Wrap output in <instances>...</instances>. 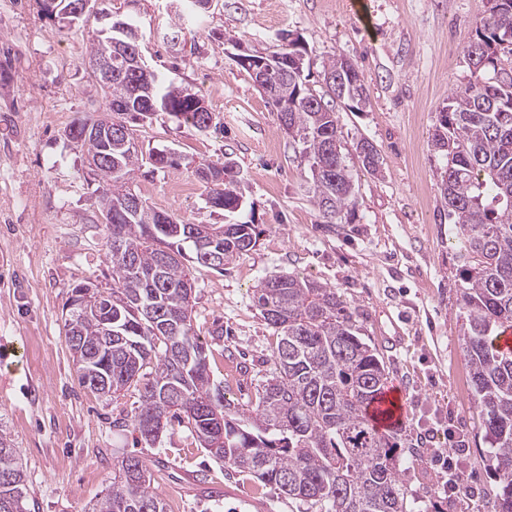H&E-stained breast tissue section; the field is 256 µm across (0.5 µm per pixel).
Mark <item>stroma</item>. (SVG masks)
Instances as JSON below:
<instances>
[{
  "label": "stroma",
  "mask_w": 512,
  "mask_h": 512,
  "mask_svg": "<svg viewBox=\"0 0 512 512\" xmlns=\"http://www.w3.org/2000/svg\"><path fill=\"white\" fill-rule=\"evenodd\" d=\"M178 0H112L141 34L146 64L200 96L208 131L166 112L132 124L142 151L171 149L177 171L140 162L130 188L184 224H220L206 203L201 164L233 162L243 180L244 219L257 246L217 271L190 264L192 325L204 343L214 386L247 401L274 370L275 330L253 290L292 273L336 288L366 340L383 353L388 383L400 387L403 438L418 448L404 461L422 506L439 512H494L488 443L467 387L464 315L457 303V241L438 184L443 160L432 146L451 84L470 76L463 47L490 0H213L185 23L179 49L166 41ZM94 18L68 26L38 0H0V426L17 448L25 497L35 512H88L123 453L147 462L167 512H299L247 472L213 461L183 426L156 444L136 442L139 398L119 403L80 384L65 343L63 305L89 280L110 289L98 183L68 129L105 109L88 64ZM299 37L313 91L336 57L357 63L370 104L336 111L347 161L356 170L357 206L324 223L301 176L300 158L277 113L237 62L249 50L273 54L282 33ZM380 151L383 172L359 167L356 144ZM461 449L468 491L448 494L442 452Z\"/></svg>",
  "instance_id": "obj_1"
}]
</instances>
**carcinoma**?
Segmentation results:
<instances>
[{
    "mask_svg": "<svg viewBox=\"0 0 512 512\" xmlns=\"http://www.w3.org/2000/svg\"><path fill=\"white\" fill-rule=\"evenodd\" d=\"M489 14L463 49L471 77L451 89L438 112L433 147L444 160L440 196L454 224L460 266L458 302L465 316L462 349L469 364L472 399L490 446L496 512H512V352L493 339L512 330V0H491ZM113 64L112 89L102 87L105 108L122 136L112 142L82 137L87 120L69 127L85 154L101 157L93 175L101 206L112 207L106 225L112 291L91 281L73 287L83 304L64 324L65 342L82 384L117 402L139 393L134 431L154 444L178 423L190 430L212 459L248 472L305 512H428L417 509L402 468L406 442L397 428H377L367 409L388 383L377 348L359 333L351 305L336 289L295 275H273L254 289V304L279 332L274 371L247 405L211 388L204 345L192 332V291L187 259L220 272L252 250L261 230L251 221L192 224L143 204L129 176L140 160L128 127L153 111L209 128L212 115L151 70L133 94ZM305 68L273 72L280 95L278 116L298 146L310 175L308 193L322 218L334 223L354 211L353 170L346 164L337 101L370 97L359 68L332 60L324 68L325 90L306 85ZM151 99L155 110L146 106ZM356 151L363 170L376 174L373 143ZM222 179L207 186V201L241 213L233 166L208 164ZM152 474L139 457L125 454L112 471V485L91 512H166L151 489ZM24 473L11 439L0 432V512H29Z\"/></svg>",
    "mask_w": 512,
    "mask_h": 512,
    "instance_id": "obj_1",
    "label": "carcinoma"
}]
</instances>
